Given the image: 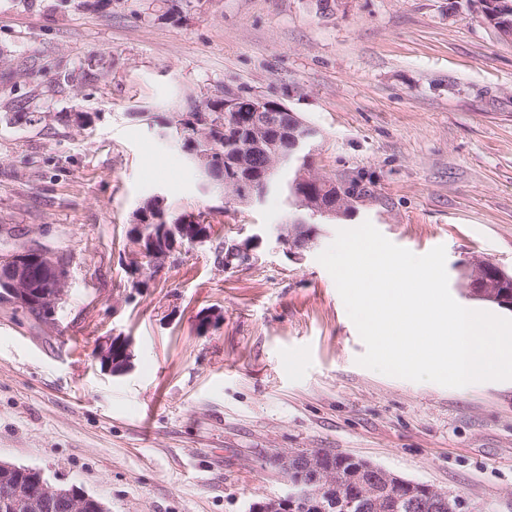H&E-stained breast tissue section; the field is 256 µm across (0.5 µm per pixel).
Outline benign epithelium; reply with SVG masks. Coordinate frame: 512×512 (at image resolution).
I'll use <instances>...</instances> for the list:
<instances>
[{
    "label": "benign epithelium",
    "instance_id": "1",
    "mask_svg": "<svg viewBox=\"0 0 512 512\" xmlns=\"http://www.w3.org/2000/svg\"><path fill=\"white\" fill-rule=\"evenodd\" d=\"M245 92L230 87L224 88V111H238V103ZM251 114L248 140L237 145L231 179L241 187L244 203L253 204L264 199L272 187L271 173L275 172V163L288 158V153L281 146V135L288 130L278 125L277 113L286 112L288 108L277 100L259 94H251ZM188 144L189 157L201 166L206 174L215 172L211 152L205 151L200 143ZM262 152L269 156L266 174L260 185H255L240 173L251 170V158ZM185 238L193 245H203L212 238L211 225L194 223V218L184 219ZM279 240L288 246L289 253L297 258L312 248L315 238H309L299 244L286 234ZM254 239L244 242L232 240L225 248L229 249L228 261L248 263L252 258ZM68 265L62 251L36 244L30 241H17L9 248L0 250V296L20 308H37L54 310L64 299L68 283ZM471 293L485 301L492 302L512 311V295L498 291V285L474 278L470 284ZM96 358L101 366L114 374H122L133 367V342L128 336H121L101 345ZM353 465L347 471L336 470L322 464V456L300 452H278L271 458L272 465L288 477L301 470L315 472L312 482H300L291 497H266L253 502L249 512H309L316 507L317 512H334L336 506L344 509L356 508L360 512H382L386 508V494L391 491L407 492L413 497L416 508H425L434 504L438 512H458L460 506L453 504L450 497L427 485L404 481L368 461L354 458ZM17 472L28 473L34 478V487L27 498L20 503L23 512H46L50 507H58L63 512H111L108 505L100 498L74 488L51 484L41 471L34 468L18 467L10 462L0 460V480H6Z\"/></svg>",
    "mask_w": 512,
    "mask_h": 512
}]
</instances>
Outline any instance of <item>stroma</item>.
Instances as JSON below:
<instances>
[{
  "mask_svg": "<svg viewBox=\"0 0 512 512\" xmlns=\"http://www.w3.org/2000/svg\"><path fill=\"white\" fill-rule=\"evenodd\" d=\"M0 51L24 72L0 79V229L69 263L55 323L0 303L1 460L111 512H248L288 491L270 455L323 448L512 512V380L360 366L318 260L368 221L418 255L444 246L466 308L483 307L469 263L512 273V40L474 0H0ZM67 69L86 84H57ZM227 86L296 112L316 131L313 172L367 188L302 259L277 238L296 215L281 190L225 203L162 135ZM22 94L41 124L4 120ZM156 195L205 213L215 242L134 269L129 226ZM254 234L252 260L225 266L218 243ZM114 336L134 340L121 376L95 356Z\"/></svg>",
  "mask_w": 512,
  "mask_h": 512,
  "instance_id": "stroma-1",
  "label": "stroma"
}]
</instances>
